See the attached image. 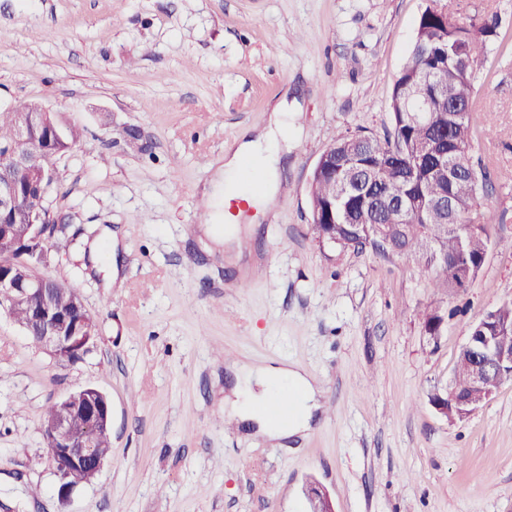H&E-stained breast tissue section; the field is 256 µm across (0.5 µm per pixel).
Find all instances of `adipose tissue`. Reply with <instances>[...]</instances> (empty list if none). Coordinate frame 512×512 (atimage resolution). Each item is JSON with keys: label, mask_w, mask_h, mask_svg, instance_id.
<instances>
[{"label": "adipose tissue", "mask_w": 512, "mask_h": 512, "mask_svg": "<svg viewBox=\"0 0 512 512\" xmlns=\"http://www.w3.org/2000/svg\"><path fill=\"white\" fill-rule=\"evenodd\" d=\"M290 132L285 105H278L269 126L255 136L242 140L236 149L227 150L224 162L215 171L210 198L212 212L206 225L207 239L230 243L237 239L239 228L231 223L228 206L240 199L252 205L269 204L276 195L282 169L281 141ZM251 163L260 181L259 191H252L241 177L243 163ZM238 384L230 402L231 411L243 420H258L262 434L278 441L309 430L317 410V389L312 378L292 364L277 368L238 362L234 365ZM288 399L289 415L280 420L261 415L270 402Z\"/></svg>", "instance_id": "1"}]
</instances>
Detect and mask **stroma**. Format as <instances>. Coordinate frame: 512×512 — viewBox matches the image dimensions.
<instances>
[{
    "instance_id": "stroma-1",
    "label": "stroma",
    "mask_w": 512,
    "mask_h": 512,
    "mask_svg": "<svg viewBox=\"0 0 512 512\" xmlns=\"http://www.w3.org/2000/svg\"><path fill=\"white\" fill-rule=\"evenodd\" d=\"M429 7L500 18L469 151L491 175L478 212L495 243L451 294L310 233L314 165L335 133H392ZM283 98L295 131L271 213L244 209L234 247L205 240L211 162ZM20 102L83 131L52 160L64 230L41 272L77 289L98 337L61 364L0 314V512H308L310 480L335 512H512V384L453 422L430 401L471 325L512 300V0H0V109ZM105 226L120 241L110 290L83 255ZM429 306L447 314L434 338ZM238 358L315 379L307 433L274 447L225 420ZM85 385L110 401L112 452L63 502L42 412Z\"/></svg>"
}]
</instances>
